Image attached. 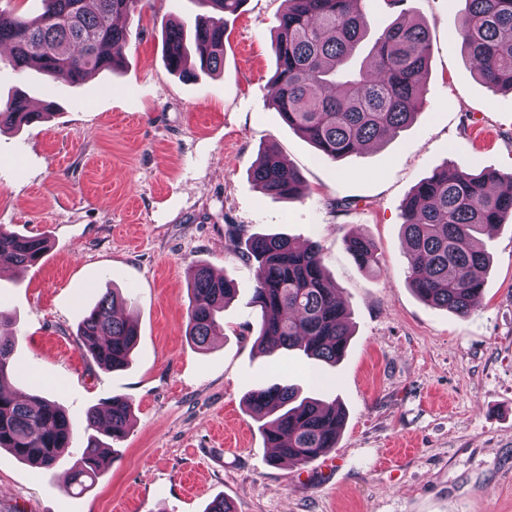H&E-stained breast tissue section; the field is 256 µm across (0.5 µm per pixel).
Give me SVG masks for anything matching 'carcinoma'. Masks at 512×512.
Wrapping results in <instances>:
<instances>
[{"label":"carcinoma","instance_id":"1","mask_svg":"<svg viewBox=\"0 0 512 512\" xmlns=\"http://www.w3.org/2000/svg\"><path fill=\"white\" fill-rule=\"evenodd\" d=\"M41 15L26 19L0 9V44L12 46L13 69L31 67L46 76L59 71L78 84L92 71L122 65L127 33L113 20L142 10L144 0H45ZM280 28L272 40L276 70L270 100L288 127L308 139L325 157L336 160L361 147L385 143L411 124L422 107V78L428 68L430 36L418 23H395L375 40L366 63L356 73L344 66L367 29L361 0H286ZM207 9L198 15L193 40L202 70L224 68V16L237 13L245 0H196ZM457 34L473 71L492 91L512 92V0H466ZM167 67L192 73L184 31L171 27L165 35ZM55 104L31 112L23 94L0 101V129L39 123ZM253 180L267 193L294 198L301 178L288 164L272 157L260 161ZM512 215V177L503 180L489 170L443 166L418 183L403 207V229L409 262L408 282L425 303L459 316L469 314L484 286L489 257L480 235ZM234 251L254 269L250 305L260 312V351L298 349L327 364L345 354L348 311L336 286L328 281L319 248H299L291 239L251 234L230 239ZM358 266L378 267L375 242L364 235L345 236ZM48 248L40 237L24 236L0 225V270L35 266ZM190 304L186 335L200 348L218 328L217 314L235 294L227 278L215 277L204 265L188 270ZM126 298L105 293L88 308L76 339L100 367L117 371L128 366L137 331L117 308ZM14 341L0 336V449L37 468L51 469L71 441L73 426L61 407L41 396L19 398L7 388L13 371ZM247 405L277 458L307 465L336 447L345 413L336 403L298 399L291 385L274 384L251 391ZM131 403L123 396L109 401V424L99 411L86 412L89 431L80 460L69 473L68 486L83 492L114 460L112 445L130 426Z\"/></svg>","mask_w":512,"mask_h":512}]
</instances>
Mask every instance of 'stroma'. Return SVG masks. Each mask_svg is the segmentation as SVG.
<instances>
[{
	"mask_svg": "<svg viewBox=\"0 0 512 512\" xmlns=\"http://www.w3.org/2000/svg\"><path fill=\"white\" fill-rule=\"evenodd\" d=\"M372 40L396 22L424 24L431 53L424 105L384 146L330 160L270 102L273 35L285 0H245L227 19L224 69L186 81L164 62V29L192 28L193 0H146L123 19L126 61L79 84L14 71L0 46V97L24 93L57 113L0 130V225L45 238L27 269L0 273V334L15 341L19 393L58 403L72 425L57 466L0 450V512H512V216L488 234L484 290L467 316L423 302L408 284L403 205L451 164L512 175V93L473 74L455 29L464 0H362ZM297 169L303 195L263 191L264 153ZM374 240L377 272L343 237ZM317 243L353 335L336 365L255 344L254 269L234 233ZM208 266L236 296L207 349L186 336L187 270ZM136 326L132 360L97 366L76 343L85 309L112 289ZM289 383L347 414L335 448L310 464L274 462L245 404ZM121 395L132 424L88 492L66 478L86 442L85 415Z\"/></svg>",
	"mask_w": 512,
	"mask_h": 512,
	"instance_id": "obj_1",
	"label": "stroma"
}]
</instances>
